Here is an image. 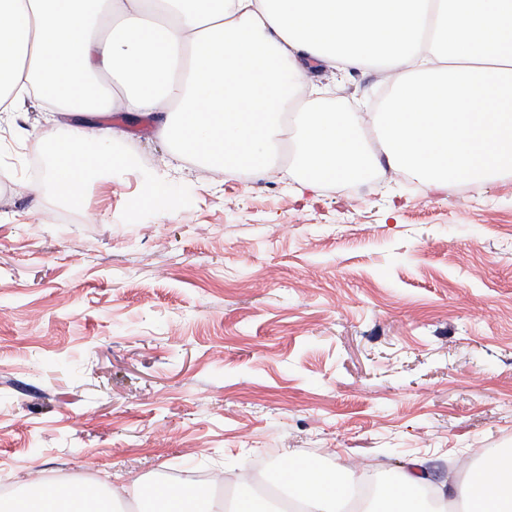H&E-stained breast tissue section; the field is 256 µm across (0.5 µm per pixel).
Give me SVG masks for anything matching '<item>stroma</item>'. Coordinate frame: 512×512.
<instances>
[{
    "label": "stroma",
    "mask_w": 512,
    "mask_h": 512,
    "mask_svg": "<svg viewBox=\"0 0 512 512\" xmlns=\"http://www.w3.org/2000/svg\"><path fill=\"white\" fill-rule=\"evenodd\" d=\"M316 80L347 111L379 71ZM0 115V482L152 484L183 467L233 490L258 459L398 473L440 461L464 482L512 448V174L438 194L373 165L319 194L298 177L175 161L149 119L85 191L95 223L59 222L25 131ZM152 185L174 200L134 208ZM295 225L288 238L281 224Z\"/></svg>",
    "instance_id": "obj_1"
}]
</instances>
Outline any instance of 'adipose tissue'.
Masks as SVG:
<instances>
[{
  "label": "adipose tissue",
  "mask_w": 512,
  "mask_h": 512,
  "mask_svg": "<svg viewBox=\"0 0 512 512\" xmlns=\"http://www.w3.org/2000/svg\"><path fill=\"white\" fill-rule=\"evenodd\" d=\"M394 73L377 112L297 106L315 69ZM97 77L89 88L85 77ZM98 95L64 135L38 133L53 157L43 185L83 207L80 188L112 161L99 114L150 116L181 159L225 175H268L293 145L300 184L316 193L362 175L375 151L433 191L512 173V6L504 0H0V112L23 111L40 87ZM304 512H352L366 480L352 466L288 465ZM411 460L378 484V512H445ZM96 488L74 483L30 494L6 512H73ZM467 512H512V451L489 450L467 476ZM152 512H225L189 490L158 494Z\"/></svg>",
  "instance_id": "ef3b65f1"
}]
</instances>
